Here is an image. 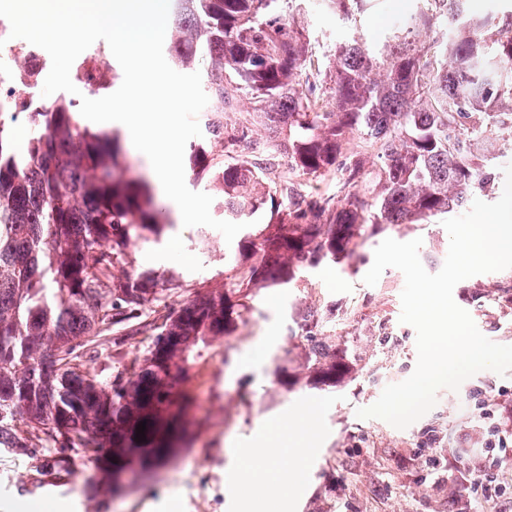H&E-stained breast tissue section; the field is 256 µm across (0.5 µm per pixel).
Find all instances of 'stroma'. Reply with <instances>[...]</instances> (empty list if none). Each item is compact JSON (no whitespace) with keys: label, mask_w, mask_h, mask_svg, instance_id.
Masks as SVG:
<instances>
[{"label":"stroma","mask_w":512,"mask_h":512,"mask_svg":"<svg viewBox=\"0 0 512 512\" xmlns=\"http://www.w3.org/2000/svg\"><path fill=\"white\" fill-rule=\"evenodd\" d=\"M413 8L414 0H381L350 22L321 7L319 0H301L299 5L306 32L322 54L357 31L367 41L379 39L394 19ZM224 124L237 138L233 153L207 137L197 139L210 164L262 163L267 187L276 198L287 182L303 195L335 193V175L293 171L287 152L277 147L247 100L228 99ZM465 149L470 158L486 157L503 169L512 164V131L467 140ZM442 222L436 216L376 234L347 265L311 266L292 287L256 293L234 333L217 337L223 357L208 356L201 381L188 385L196 419L189 446L145 468L135 483L118 490L103 478L90 487L80 477L64 482L49 473L46 454L32 459L0 448V502L26 507L74 499L77 512H234L225 481L232 448L248 444L262 427L304 406L313 410L322 437L309 462V485L293 512H512V437L493 433L500 405L512 404V371L502 376L484 370L458 391L438 390L435 407L405 429L357 415L387 385L407 379L417 363L416 331L400 321L403 274L389 268L376 285L363 282L374 250L387 237L401 242L422 238L421 262L428 272H438L449 245ZM176 237L203 255L204 263H189L176 251L153 264V255ZM226 247L222 234L207 226L169 230L132 245L125 268L131 273L154 268L173 276L179 287L164 298L171 309L195 289L223 286ZM511 287L512 269L479 274L458 283L453 298L484 336L512 345V305L507 302ZM301 309L314 313L332 343L349 337L360 355L354 373L336 386L307 383V328L296 321ZM287 351L292 364L284 372L280 359ZM287 378L295 380L293 389L282 387ZM477 464L493 472L495 485L478 504L468 490ZM443 472L454 474L455 481L435 489L433 482Z\"/></svg>","instance_id":"stroma-1"}]
</instances>
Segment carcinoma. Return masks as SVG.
I'll list each match as a JSON object with an SVG mask.
<instances>
[{
	"instance_id": "1",
	"label": "carcinoma",
	"mask_w": 512,
	"mask_h": 512,
	"mask_svg": "<svg viewBox=\"0 0 512 512\" xmlns=\"http://www.w3.org/2000/svg\"><path fill=\"white\" fill-rule=\"evenodd\" d=\"M295 0H170L167 55L179 70L211 68L207 87L220 101L237 93L264 116L279 147L310 175L339 171L336 195L275 202L257 163L212 169L205 149L190 145L194 180L224 198V220L243 223L270 210L273 220L246 232L224 255L233 271L222 288H201L179 307L151 318L148 307L176 287L155 270L131 274V245L159 238L168 224L149 184L123 175L119 135L81 122L59 98L25 113L29 134L15 142L19 113L0 112V448L36 455L83 448L108 478L128 464L145 466L175 444L191 396L186 385L214 338L229 335L256 288H288L306 269L358 256L369 237L462 208L494 175L490 160L462 152L458 118L483 112L491 126L512 121V10L474 14L470 0H421L394 22L384 45L362 39L335 46L331 110L299 90V76H321L300 25ZM374 0H322L342 19ZM437 24L441 40L423 34ZM208 139L231 150L224 116ZM358 133L377 147L379 190L357 191L365 161L337 162ZM123 327L150 334L152 346L131 365L84 370L99 358L89 342ZM341 357L324 338L311 340L308 370L315 386L336 384ZM146 422V440H135ZM84 456L53 457V472L83 471Z\"/></svg>"
}]
</instances>
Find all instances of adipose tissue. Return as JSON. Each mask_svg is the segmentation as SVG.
I'll list each match as a JSON object with an SVG mask.
<instances>
[{
    "instance_id": "ef3b65f1",
    "label": "adipose tissue",
    "mask_w": 512,
    "mask_h": 512,
    "mask_svg": "<svg viewBox=\"0 0 512 512\" xmlns=\"http://www.w3.org/2000/svg\"><path fill=\"white\" fill-rule=\"evenodd\" d=\"M319 440L313 415L301 407L236 449L228 482L237 512H290L306 485L308 462ZM271 482L280 486V496L267 495Z\"/></svg>"
}]
</instances>
